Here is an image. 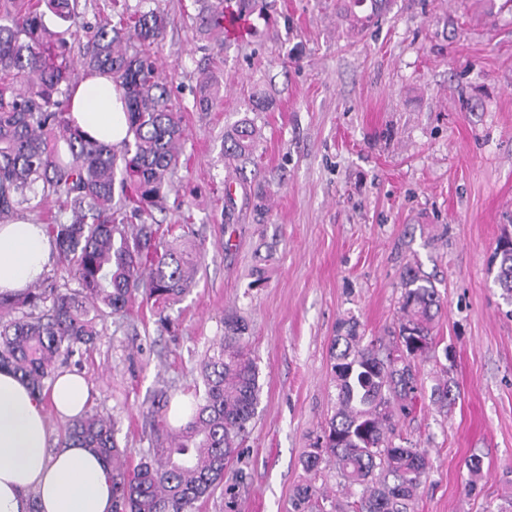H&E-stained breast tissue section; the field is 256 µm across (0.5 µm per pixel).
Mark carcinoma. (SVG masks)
Instances as JSON below:
<instances>
[{
  "label": "carcinoma",
  "mask_w": 512,
  "mask_h": 512,
  "mask_svg": "<svg viewBox=\"0 0 512 512\" xmlns=\"http://www.w3.org/2000/svg\"><path fill=\"white\" fill-rule=\"evenodd\" d=\"M231 19L257 11L256 0H219L208 19L224 45V4ZM53 13L63 29L49 30ZM166 18L112 0L83 52L91 77L109 73L123 90L127 138L121 150L81 134L69 118L78 81L65 54L82 37L76 0H0V219L10 220L32 198L54 196L69 218L45 222L67 278L47 276L21 297L0 294V368H9L33 392L45 396L56 362L83 354L105 321L135 302L164 310L196 284L201 247L190 224L171 229L154 219L166 208L173 178L187 164L182 145L184 113L153 58ZM259 131L244 118L224 134V158L240 165L253 159ZM494 284L512 305V247L491 255ZM400 318L391 341L365 340L354 317L341 318L331 344L336 412L320 441L306 452L315 470L328 456L349 491L359 489L356 512H408L429 468L424 449L399 433L401 417L419 393L416 362L435 352L432 323L441 310L435 284L409 266L402 276ZM248 325L224 317V336L200 362L203 391H194L191 412L176 429L167 425L171 396L155 393L147 416L154 440L134 468L116 439L118 421L101 412L72 419L61 444L98 450L112 481L113 512H198L224 484V469L239 457L260 402L259 367L248 352ZM453 400L448 381L436 384L432 401ZM312 485L300 486L292 512H337Z\"/></svg>",
  "instance_id": "cac0c4a2"
}]
</instances>
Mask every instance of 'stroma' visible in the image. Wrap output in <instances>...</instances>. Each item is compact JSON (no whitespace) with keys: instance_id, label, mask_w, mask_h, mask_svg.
Masks as SVG:
<instances>
[{"instance_id":"obj_1","label":"stroma","mask_w":512,"mask_h":512,"mask_svg":"<svg viewBox=\"0 0 512 512\" xmlns=\"http://www.w3.org/2000/svg\"><path fill=\"white\" fill-rule=\"evenodd\" d=\"M261 4L250 33L220 46L198 0H151L168 21L156 57L185 110L188 159L161 218L191 212L203 259L169 326L134 306L64 367L89 379V409L118 419L135 463L151 445L142 411L154 390L193 391L225 315L243 316L260 403L202 512H224L229 490L236 512H292L304 484L351 503L333 462L302 464L334 412L331 339L347 315L364 336L386 335L413 265L442 299L435 354L400 424L428 451L413 512H512V306L489 271L512 234V0H384L376 13L353 0ZM206 77L221 98L203 112ZM255 96L266 111L251 113ZM249 113L260 142L239 173L222 140ZM446 377L456 398L443 412L431 391Z\"/></svg>"}]
</instances>
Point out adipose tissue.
Instances as JSON below:
<instances>
[{
    "label": "adipose tissue",
    "instance_id": "adipose-tissue-1",
    "mask_svg": "<svg viewBox=\"0 0 512 512\" xmlns=\"http://www.w3.org/2000/svg\"><path fill=\"white\" fill-rule=\"evenodd\" d=\"M70 117L95 140L117 146L127 136L110 77L81 82ZM55 253L44 225L27 216L0 224V293L27 292L47 273ZM89 399L84 375L59 371L42 399L12 370L0 368V512H28L33 497L40 512H112V483L100 456L87 448H49L46 408L67 420L83 412Z\"/></svg>",
    "mask_w": 512,
    "mask_h": 512
}]
</instances>
